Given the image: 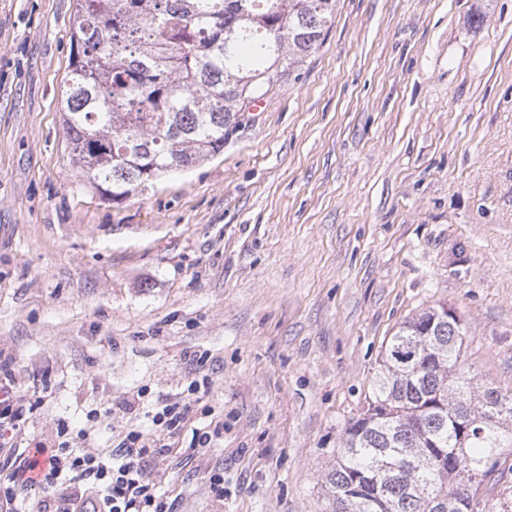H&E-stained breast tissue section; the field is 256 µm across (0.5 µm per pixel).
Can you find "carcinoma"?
Returning a JSON list of instances; mask_svg holds the SVG:
<instances>
[{"label": "carcinoma", "instance_id": "carcinoma-1", "mask_svg": "<svg viewBox=\"0 0 512 512\" xmlns=\"http://www.w3.org/2000/svg\"><path fill=\"white\" fill-rule=\"evenodd\" d=\"M337 0H77L60 111L78 177L114 202L224 149L246 101L300 66ZM422 309L391 336L325 476L328 512H485L512 395L474 389L466 323Z\"/></svg>", "mask_w": 512, "mask_h": 512}]
</instances>
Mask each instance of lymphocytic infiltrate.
I'll use <instances>...</instances> for the list:
<instances>
[{"label": "lymphocytic infiltrate", "instance_id": "obj_1", "mask_svg": "<svg viewBox=\"0 0 512 512\" xmlns=\"http://www.w3.org/2000/svg\"><path fill=\"white\" fill-rule=\"evenodd\" d=\"M36 406L0 360V512H176L153 471L170 452L164 433L182 428L189 405L156 403L151 430H126L109 448L87 447L88 431L73 435L63 420L49 443L25 441Z\"/></svg>", "mask_w": 512, "mask_h": 512}]
</instances>
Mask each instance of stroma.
Masks as SVG:
<instances>
[{"label": "stroma", "instance_id": "35a3bbf8", "mask_svg": "<svg viewBox=\"0 0 512 512\" xmlns=\"http://www.w3.org/2000/svg\"><path fill=\"white\" fill-rule=\"evenodd\" d=\"M75 7L0 0V356L22 390L51 374L26 439L106 401V448L187 403L155 471L177 512H326L341 432L422 308L456 310L474 384L512 394V0H338L223 152L118 204L67 146Z\"/></svg>", "mask_w": 512, "mask_h": 512}]
</instances>
